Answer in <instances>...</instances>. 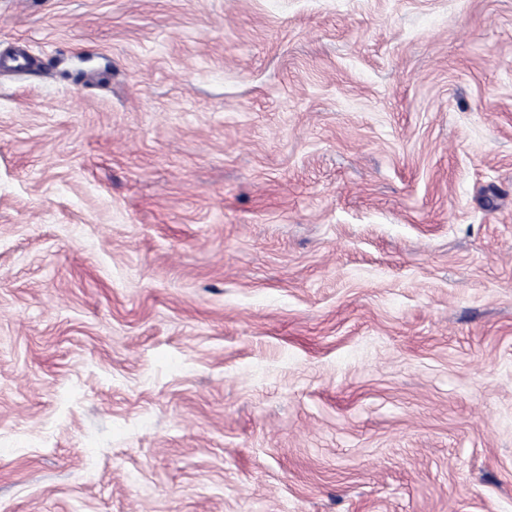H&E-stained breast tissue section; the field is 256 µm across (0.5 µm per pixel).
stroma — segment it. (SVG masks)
I'll return each instance as SVG.
<instances>
[{"label":"stroma","instance_id":"stroma-1","mask_svg":"<svg viewBox=\"0 0 512 512\" xmlns=\"http://www.w3.org/2000/svg\"><path fill=\"white\" fill-rule=\"evenodd\" d=\"M0 512H512V0H0Z\"/></svg>","mask_w":512,"mask_h":512}]
</instances>
